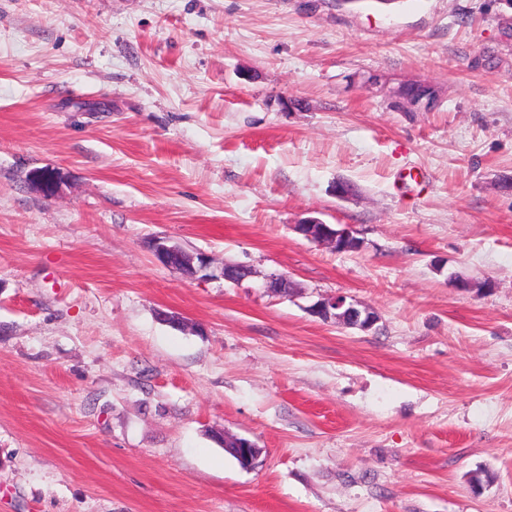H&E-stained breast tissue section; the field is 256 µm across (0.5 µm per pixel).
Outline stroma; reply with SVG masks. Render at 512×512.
Returning <instances> with one entry per match:
<instances>
[{
    "label": "stroma",
    "instance_id": "stroma-1",
    "mask_svg": "<svg viewBox=\"0 0 512 512\" xmlns=\"http://www.w3.org/2000/svg\"><path fill=\"white\" fill-rule=\"evenodd\" d=\"M509 22L512 0H0V512H512ZM406 83L434 109L396 107ZM159 237L215 277L160 265ZM329 294L378 322L312 316ZM296 232L306 239L343 252H357L361 249V241L354 236L348 227L341 224H323L320 221L309 219L294 226Z\"/></svg>",
    "mask_w": 512,
    "mask_h": 512
}]
</instances>
